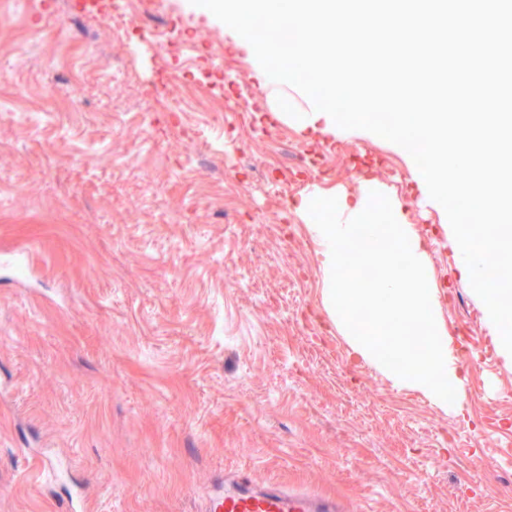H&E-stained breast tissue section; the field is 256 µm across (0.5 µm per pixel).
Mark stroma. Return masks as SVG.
<instances>
[{"instance_id":"obj_1","label":"stroma","mask_w":512,"mask_h":512,"mask_svg":"<svg viewBox=\"0 0 512 512\" xmlns=\"http://www.w3.org/2000/svg\"><path fill=\"white\" fill-rule=\"evenodd\" d=\"M73 2L0 0V252L29 254L0 266V512H202L226 473L349 512H512V357H478L497 329L413 159L277 118L248 42L190 0H126L127 31ZM366 175L426 240L448 408L324 306L294 203Z\"/></svg>"}]
</instances>
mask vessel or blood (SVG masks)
<instances>
[{"label":"vessel or blood","mask_w":512,"mask_h":512,"mask_svg":"<svg viewBox=\"0 0 512 512\" xmlns=\"http://www.w3.org/2000/svg\"><path fill=\"white\" fill-rule=\"evenodd\" d=\"M336 497L305 492L271 481L254 486L244 476L224 479V486L211 497L207 512H344Z\"/></svg>","instance_id":"obj_1"}]
</instances>
